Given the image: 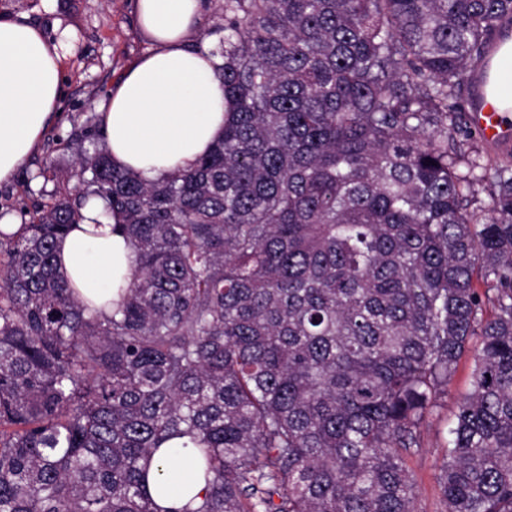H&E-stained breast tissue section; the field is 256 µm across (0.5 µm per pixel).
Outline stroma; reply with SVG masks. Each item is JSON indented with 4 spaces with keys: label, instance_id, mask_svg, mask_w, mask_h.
<instances>
[{
    "label": "stroma",
    "instance_id": "obj_1",
    "mask_svg": "<svg viewBox=\"0 0 512 512\" xmlns=\"http://www.w3.org/2000/svg\"><path fill=\"white\" fill-rule=\"evenodd\" d=\"M134 4L135 0H0L1 16L38 25L52 41L61 42L63 54L61 117L48 127L29 161L11 179L0 182L1 217L27 222L34 205L69 178L77 157L93 149L92 139L81 134L87 117L101 114L114 82L153 48L137 28ZM49 161L58 179L47 183L38 172ZM471 365V356H464L447 397L421 430L422 448L407 460L418 489L417 512H441L437 476L453 413L469 389Z\"/></svg>",
    "mask_w": 512,
    "mask_h": 512
}]
</instances>
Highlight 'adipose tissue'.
I'll return each instance as SVG.
<instances>
[{
  "label": "adipose tissue",
  "mask_w": 512,
  "mask_h": 512,
  "mask_svg": "<svg viewBox=\"0 0 512 512\" xmlns=\"http://www.w3.org/2000/svg\"><path fill=\"white\" fill-rule=\"evenodd\" d=\"M136 19L155 48L114 84L103 113L114 164L154 180L190 167L224 132V88L217 57L193 44L203 21V0H136ZM61 57L41 29L0 17V181L21 168L59 113ZM85 222L59 243L58 269L81 301L111 311L116 290L134 255L117 223L94 224L97 203ZM170 466L165 484L159 466ZM191 456L159 449L151 459L146 491L165 512H181L205 482L191 479Z\"/></svg>",
  "instance_id": "adipose-tissue-1"
}]
</instances>
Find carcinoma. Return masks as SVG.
<instances>
[{"instance_id":"obj_1","label":"carcinoma","mask_w":512,"mask_h":512,"mask_svg":"<svg viewBox=\"0 0 512 512\" xmlns=\"http://www.w3.org/2000/svg\"><path fill=\"white\" fill-rule=\"evenodd\" d=\"M512 0H224V134L146 180L96 148L0 230V512H416L407 458L473 339L442 512H512V165L458 140ZM491 180L477 210L476 182ZM96 199L135 266L109 315L57 269ZM183 440H175L160 448L151 459L146 491L150 498L169 512H182V507L202 492L205 482L202 478L192 480L187 468L192 466L191 455L185 452H170L166 448H182ZM162 465L170 466L176 478L172 487H167L158 475ZM159 466V467H157Z\"/></svg>"}]
</instances>
